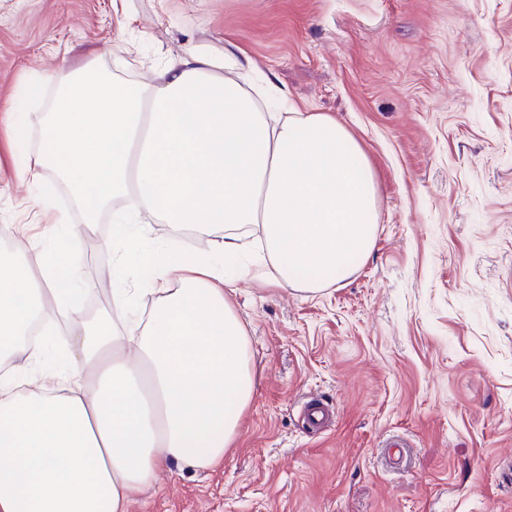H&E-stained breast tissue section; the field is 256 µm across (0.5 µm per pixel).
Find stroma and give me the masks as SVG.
<instances>
[{
  "instance_id": "obj_1",
  "label": "stroma",
  "mask_w": 512,
  "mask_h": 512,
  "mask_svg": "<svg viewBox=\"0 0 512 512\" xmlns=\"http://www.w3.org/2000/svg\"><path fill=\"white\" fill-rule=\"evenodd\" d=\"M228 41L351 131L374 171L376 238L349 278L308 295L238 276L259 248L244 232L225 267L257 381L240 434L212 468H162L127 512H512V0H0V113L15 115L0 225L26 227L0 251L78 254L87 313L123 332L113 295L139 277L113 278L108 213L72 236L83 206L15 167L88 57L147 81L186 44ZM220 236L157 221L152 245L206 257ZM312 397L333 412L319 431Z\"/></svg>"
}]
</instances>
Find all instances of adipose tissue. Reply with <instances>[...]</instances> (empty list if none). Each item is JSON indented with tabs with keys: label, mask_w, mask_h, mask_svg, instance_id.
Returning <instances> with one entry per match:
<instances>
[{
	"label": "adipose tissue",
	"mask_w": 512,
	"mask_h": 512,
	"mask_svg": "<svg viewBox=\"0 0 512 512\" xmlns=\"http://www.w3.org/2000/svg\"><path fill=\"white\" fill-rule=\"evenodd\" d=\"M252 69L231 43L187 46L150 82H119L87 63L15 177L65 182L87 205L75 235L129 196L168 224L222 226L225 261L238 255V229L258 225L271 279L320 292L373 247V170L333 116L262 111L259 101L287 93L271 80L253 87ZM151 232L112 226L148 270L153 301L121 335L111 316H86L72 290L77 257L61 270L34 247L0 254V512H127L160 468H211L238 438L255 376L223 263L176 243L157 254L144 246ZM37 324L68 352V370L34 373L43 349L25 338Z\"/></svg>",
	"instance_id": "adipose-tissue-1"
}]
</instances>
